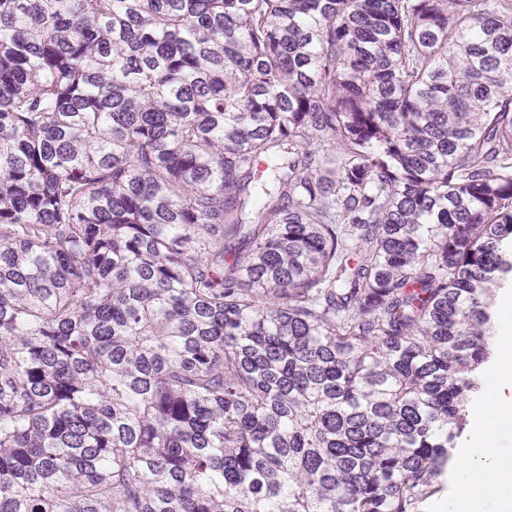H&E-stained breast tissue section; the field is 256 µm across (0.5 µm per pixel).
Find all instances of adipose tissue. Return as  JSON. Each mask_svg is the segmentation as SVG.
I'll return each instance as SVG.
<instances>
[{
  "mask_svg": "<svg viewBox=\"0 0 512 512\" xmlns=\"http://www.w3.org/2000/svg\"><path fill=\"white\" fill-rule=\"evenodd\" d=\"M478 426L468 437L470 455L458 473L459 492L449 512H512V350L504 349L485 380Z\"/></svg>",
  "mask_w": 512,
  "mask_h": 512,
  "instance_id": "adipose-tissue-1",
  "label": "adipose tissue"
}]
</instances>
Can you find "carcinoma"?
<instances>
[{"mask_svg": "<svg viewBox=\"0 0 512 512\" xmlns=\"http://www.w3.org/2000/svg\"><path fill=\"white\" fill-rule=\"evenodd\" d=\"M512 285V0H0V512H421Z\"/></svg>", "mask_w": 512, "mask_h": 512, "instance_id": "1", "label": "carcinoma"}]
</instances>
